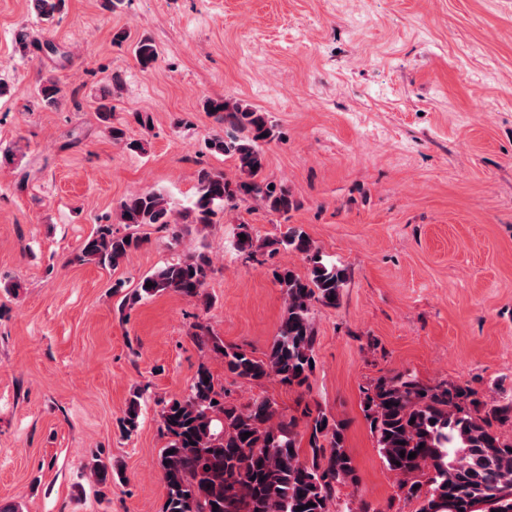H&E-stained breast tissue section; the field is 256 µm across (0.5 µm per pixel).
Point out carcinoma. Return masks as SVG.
Here are the masks:
<instances>
[{
  "instance_id": "cac0c4a2",
  "label": "carcinoma",
  "mask_w": 512,
  "mask_h": 512,
  "mask_svg": "<svg viewBox=\"0 0 512 512\" xmlns=\"http://www.w3.org/2000/svg\"><path fill=\"white\" fill-rule=\"evenodd\" d=\"M32 2L45 23L53 22L62 7V0ZM15 41L23 53L40 48L25 28L17 32ZM134 55L144 71L154 68L159 59L158 48L149 38L135 43ZM122 85L121 74H113L111 85L102 89L98 109L117 143L125 140L126 132L122 125L110 123L112 107L106 100ZM60 94L50 76L41 80L36 92L46 107L56 106ZM203 108L240 128L241 135L229 141L218 136L210 140V149L233 158L236 176L199 168L194 200L182 217L205 230L219 222L224 202L239 196L254 199L271 213L291 211L294 199L288 188L264 175L262 144L275 137L268 115L228 97L207 99ZM113 220L129 227L177 223L172 204L158 191L127 196ZM238 230L245 235L236 239L239 251L253 257L265 251L275 253L281 246L302 255L307 273L302 276L289 267L273 269L285 312L264 357L224 346L202 323L193 325V336L224 358V370L237 379L253 383L275 378L289 387L307 388L316 369L314 308L340 304L347 271L326 263L300 228L290 227L275 239L254 234L248 224L238 225ZM141 243L132 233L119 234L112 225L100 224L71 262H95L115 269ZM211 271L210 255L198 249L143 277L129 296L123 293L126 281L113 282L112 295L120 297L121 308L164 292L194 299L202 295ZM160 405L159 429L166 439L160 454L166 487L162 512H330L340 488L350 487L352 494H358V474L346 450L347 424L320 409L303 411L308 453L302 459L297 419L279 413L276 403L267 398L245 405L227 402L205 362L198 365L185 396ZM363 405L388 470L399 477L407 496L422 498L418 512H512V441L502 439L495 430L497 424L512 422V401H482L468 386L427 385L415 375L398 372L365 388ZM139 417L136 395L120 419L125 436L137 431ZM246 432L251 436L244 437ZM411 452L416 453L412 459L408 458ZM89 469L99 489L112 483V461L104 460L102 453L92 456ZM425 484L428 489L423 493ZM299 506L303 510H297Z\"/></svg>"
}]
</instances>
